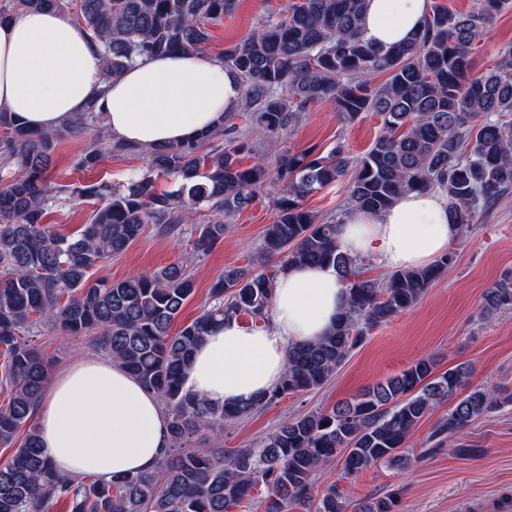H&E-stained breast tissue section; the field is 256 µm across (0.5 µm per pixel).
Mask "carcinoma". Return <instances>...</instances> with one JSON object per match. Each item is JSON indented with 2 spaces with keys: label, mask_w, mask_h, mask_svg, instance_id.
<instances>
[{
  "label": "carcinoma",
  "mask_w": 512,
  "mask_h": 512,
  "mask_svg": "<svg viewBox=\"0 0 512 512\" xmlns=\"http://www.w3.org/2000/svg\"><path fill=\"white\" fill-rule=\"evenodd\" d=\"M509 0H478L467 13L437 3L408 43L382 47L367 41L366 0H291L285 14L263 20L224 50V65L242 85V113L198 141L144 149L116 141L112 149L144 155L147 169L122 186H74L48 176L55 141L99 121L97 99L65 127L40 131L0 111V160L12 166L0 186V444L21 440L0 467V512H48L58 500L69 512H235L258 500L263 512H394V495L351 502L330 484L314 491L313 477L337 460L355 475L383 464L405 470L414 428L451 403L436 424L437 445L459 456L479 448L458 444L459 434L495 404L486 389L467 394L472 366L441 373L420 359L323 412L284 419L256 448H194L204 433L215 438L254 411L323 387L369 332L413 307L451 269L447 253L429 267L393 272L378 286L358 277V259L344 252L334 219L304 206L310 194L348 178L351 209L375 216L403 193L436 190L448 202L458 231L466 233L478 210L512 189V47L481 76L472 55L487 26ZM233 0H6L0 22L23 10L75 12L101 59L109 83L138 59L174 52L203 53L210 24L224 19ZM380 75L382 83H374ZM333 101L341 119L363 112L382 122L368 152L353 161L340 144L278 151L275 166L257 158L238 164L242 117L271 146L301 121L310 107ZM207 153H200L206 144ZM175 175L177 187L159 178ZM282 186L276 217L266 225L256 265L224 270L212 283L200 314L180 331L170 328L194 294L186 266L172 263L122 280L96 278L92 269L123 253L152 224L162 234H181L184 212L206 206L208 224L197 227L196 255L224 240V219L254 205L265 187ZM75 197L97 200L90 222L63 235L44 224L49 210ZM316 264L336 270L348 290L347 305L329 335L288 349L280 382L244 405H214L183 391L181 378L211 328L228 317L269 324L274 282L288 267ZM512 309V272L487 288L483 313ZM63 336H92L109 358L160 400L171 446L150 471L110 481L73 480L55 471L38 446L35 409L49 381V364L28 336L42 327Z\"/></svg>",
  "instance_id": "cac0c4a2"
}]
</instances>
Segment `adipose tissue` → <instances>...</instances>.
Returning a JSON list of instances; mask_svg holds the SVG:
<instances>
[{"mask_svg": "<svg viewBox=\"0 0 512 512\" xmlns=\"http://www.w3.org/2000/svg\"><path fill=\"white\" fill-rule=\"evenodd\" d=\"M428 5L368 0L365 39L384 46L411 39ZM94 98L114 139L150 148L197 140L240 109L242 87L205 53L153 58L106 84L96 49L66 14L22 11L0 24V111L51 129ZM338 236L350 255H374L387 269L402 270L432 264L456 239L457 226L440 194L411 192L378 216L350 212ZM346 303L333 269L289 268L275 282L270 324L255 329L225 319L196 350L185 390L216 405L253 401L278 383L289 345L324 336ZM36 418L44 454L70 477L148 471L170 446L158 398L108 358L81 356L56 374Z\"/></svg>", "mask_w": 512, "mask_h": 512, "instance_id": "adipose-tissue-1", "label": "adipose tissue"}]
</instances>
